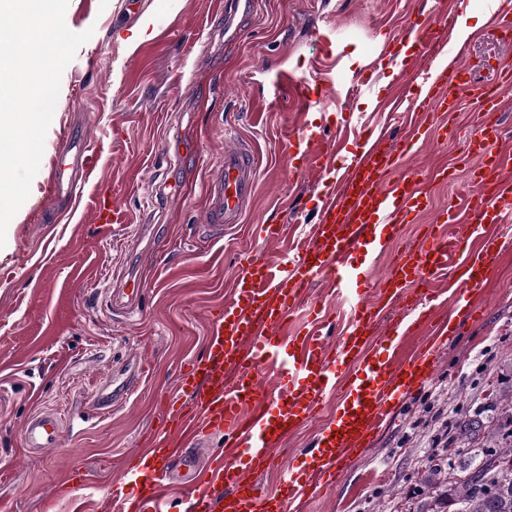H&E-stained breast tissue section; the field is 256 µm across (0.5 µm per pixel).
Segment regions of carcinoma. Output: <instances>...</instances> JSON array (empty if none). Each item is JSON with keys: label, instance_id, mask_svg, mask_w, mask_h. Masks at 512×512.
Listing matches in <instances>:
<instances>
[{"label": "carcinoma", "instance_id": "obj_1", "mask_svg": "<svg viewBox=\"0 0 512 512\" xmlns=\"http://www.w3.org/2000/svg\"><path fill=\"white\" fill-rule=\"evenodd\" d=\"M512 404L501 407V420L495 427H484L479 419L461 422L458 437L469 441L477 432L484 431L489 438L498 435L512 437ZM430 480L434 496L430 512H512V443L498 448H487L472 472L450 480L445 472L435 468Z\"/></svg>", "mask_w": 512, "mask_h": 512}]
</instances>
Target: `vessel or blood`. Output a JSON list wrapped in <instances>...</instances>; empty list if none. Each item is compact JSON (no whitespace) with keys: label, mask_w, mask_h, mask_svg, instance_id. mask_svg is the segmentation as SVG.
Here are the masks:
<instances>
[{"label":"vessel or blood","mask_w":512,"mask_h":512,"mask_svg":"<svg viewBox=\"0 0 512 512\" xmlns=\"http://www.w3.org/2000/svg\"><path fill=\"white\" fill-rule=\"evenodd\" d=\"M456 4L448 0L430 23L408 22L405 36L424 50L447 43ZM468 90L478 110L467 145L474 162L466 170L472 189L467 221L483 258L468 283L479 286L489 280L498 259L497 230L512 222V163L501 150L504 133L498 118L512 95V66H501L491 85L476 87L469 67L460 64L439 73L411 99L395 92L389 109L400 113L408 135L397 140L381 128L367 131L360 152L338 173L336 188L322 198L316 223L296 247L287 248L285 225H260V236L287 252L276 265L256 255L244 259L238 287L208 319L206 355L180 370L146 450L130 457L122 481L107 489L118 512H165V498L175 482L173 460L191 465L188 449L206 447L217 435L224 449L184 499L183 512H288L289 503L333 487L352 455L367 452L411 393V376L432 377L435 345L447 328H428L426 338L406 357L374 343L382 307L366 300L371 274L356 268L353 260L356 253L380 250L397 239L403 225L415 223L429 209L426 184L454 179L445 166L411 177L401 169L410 143L429 133L438 115L458 112V94ZM95 160L89 147L68 158L56 155L51 182L67 205L76 204L81 177L91 173ZM256 175L247 148L225 149L216 176L206 185L204 223L214 236L240 222ZM93 217L106 226L131 221L108 189L97 195ZM459 219L454 207L442 208L431 231L398 253L380 283L384 307L396 308L412 286L422 300L433 301L432 281L456 265L442 229ZM317 280L327 281L350 309L332 351L325 343L320 310H313L306 332L292 327V313ZM333 397L338 400L335 417L314 436L299 464L281 469L282 493L262 491L256 477L274 466L275 449ZM69 426L57 412L36 411L24 423V446L40 451L59 447Z\"/></svg>","instance_id":"obj_1"}]
</instances>
